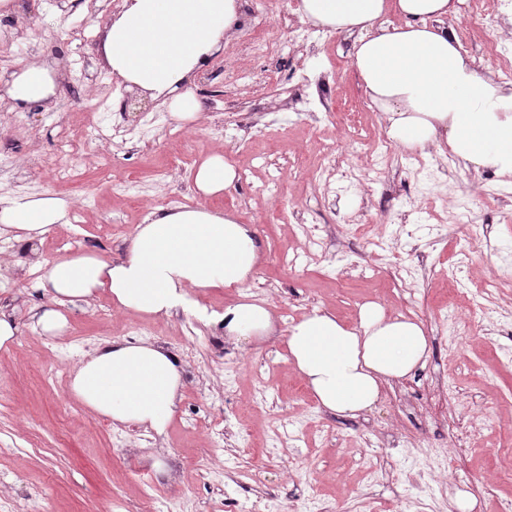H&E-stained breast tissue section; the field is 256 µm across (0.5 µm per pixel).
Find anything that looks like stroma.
<instances>
[{
	"mask_svg": "<svg viewBox=\"0 0 512 512\" xmlns=\"http://www.w3.org/2000/svg\"><path fill=\"white\" fill-rule=\"evenodd\" d=\"M30 0L22 15L37 13L34 29L0 31V45L19 64L33 56L57 58L67 78H81L83 96L56 92L47 105L30 106L16 123L8 103H0V144L17 160L15 176L0 177L14 196L50 191L71 198L78 223L54 227L42 250L47 258L70 255L67 240L84 238L86 251L121 254L135 226L157 207L197 203L192 171L214 151L223 152L237 178L214 208L239 223L253 225L263 258L249 292L270 306L278 329L323 307L351 321L368 301L388 313L421 321L431 352L424 367L384 385L372 411L341 418L315 405L276 341L238 347L203 322L178 311L149 318L115 309L99 297L90 310L66 309L68 327L50 339L31 331L20 317L17 339L0 351V512H144L147 500L180 506L182 512H246L266 499L269 512H291L299 495L328 502L364 499L375 512H391L409 492L397 474L414 469L412 449L403 440L421 435L434 444L465 430L479 418L481 430L469 441L461 462L471 472L459 489L471 490L482 512H496L512 485L494 481L493 452L512 437V200L477 202L484 175L462 164L436 167L413 179L400 156H393L375 184L313 181L321 165L320 144L334 145L344 164L366 170L371 147L386 135L382 112L366 96L352 66L355 35L338 32L334 41L305 58L312 76L322 79L324 108L317 116L284 110L285 94L267 78H286L291 58L258 61L246 55L227 59L225 75L197 82L205 104L192 123L173 120L167 108L137 99L129 112L115 105L127 90L111 74L99 52L106 25L116 10L112 0ZM106 98L92 112L87 95ZM122 122L148 129L144 141L104 144L88 137L93 125ZM224 128L213 138L212 126ZM80 145L77 160L56 150L61 132ZM74 165L68 178L59 168ZM474 200L478 223L487 225L492 249L473 252L465 272L467 287L484 279L501 282V316L493 321L473 310L448 286L443 274L450 252L466 242L465 227L448 220L450 198ZM316 228L325 252L308 256L304 227ZM458 317L456 348L435 324L436 315ZM139 325L142 339L181 356L186 385L166 433L112 426L89 414L70 392V376L46 380L59 359L75 364L99 341L125 337ZM197 336L198 347L187 344ZM239 373L225 385L226 367ZM269 390L266 403L252 407L256 381ZM252 431L248 451H239V427ZM224 431L225 452L212 454L215 428ZM373 478L356 464L367 443ZM265 464L252 470L251 455ZM166 473L157 475L153 464Z\"/></svg>",
	"mask_w": 512,
	"mask_h": 512,
	"instance_id": "stroma-1",
	"label": "stroma"
}]
</instances>
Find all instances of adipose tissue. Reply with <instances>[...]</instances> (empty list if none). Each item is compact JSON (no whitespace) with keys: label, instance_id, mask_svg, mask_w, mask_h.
<instances>
[{"label":"adipose tissue","instance_id":"obj_1","mask_svg":"<svg viewBox=\"0 0 512 512\" xmlns=\"http://www.w3.org/2000/svg\"><path fill=\"white\" fill-rule=\"evenodd\" d=\"M242 0H124L105 29L102 53L127 88L162 99L171 118L197 120L202 103L196 72L224 49L241 24ZM301 19L340 32H358L352 65L365 94L383 113L389 137L407 148L447 145L474 171L512 177V86L477 70L463 55L453 28L452 0H301ZM396 13L398 23L387 22ZM56 72L32 62L6 81L5 93L23 109L53 95ZM236 179L223 154L208 155L192 174L196 205L153 210L137 225L117 259L80 253L47 259L41 245L65 224L73 202L46 192L0 195V235L12 234L39 270L45 303L30 307L33 330L64 332L65 307L91 305L108 295L121 310L168 316L182 310L221 323L234 342L270 336L273 312L247 299L260 263L252 225L211 208ZM238 294L223 312H210L191 289ZM289 361L319 407L356 418L377 403L385 384L422 367L430 341L420 321L387 316L364 303L354 324L313 308L283 337ZM183 386L179 360L141 340H105L74 369V397L112 424H136L164 433L178 411Z\"/></svg>","mask_w":512,"mask_h":512}]
</instances>
